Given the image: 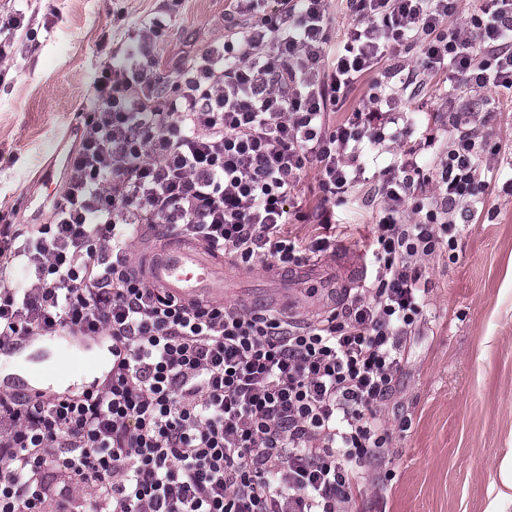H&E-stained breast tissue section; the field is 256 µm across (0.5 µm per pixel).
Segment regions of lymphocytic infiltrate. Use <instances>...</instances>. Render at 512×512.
I'll use <instances>...</instances> for the list:
<instances>
[{"instance_id":"obj_1","label":"lymphocytic infiltrate","mask_w":512,"mask_h":512,"mask_svg":"<svg viewBox=\"0 0 512 512\" xmlns=\"http://www.w3.org/2000/svg\"><path fill=\"white\" fill-rule=\"evenodd\" d=\"M345 2L352 23L335 36L327 0H234L222 45L166 67L156 46L167 17L129 25L120 67L104 64L95 83L51 222L0 230V351L60 332L112 342L94 389L0 394V512L352 506L363 467L391 442L380 408L422 317L419 261L479 201L476 107L449 97L443 156L427 135L382 168L372 279L329 314L298 324L185 304L131 252L145 227L270 269L327 251L328 238L303 248L285 230L307 218L302 180L315 173L329 224L367 151L411 137L389 91L406 53L440 81L495 90L492 107L512 100V0H481L465 31L450 23L456 0ZM347 103V122L330 126ZM17 265L25 283L6 287Z\"/></svg>"}]
</instances>
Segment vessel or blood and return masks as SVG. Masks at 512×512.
Wrapping results in <instances>:
<instances>
[{
	"label": "vessel or blood",
	"mask_w": 512,
	"mask_h": 512,
	"mask_svg": "<svg viewBox=\"0 0 512 512\" xmlns=\"http://www.w3.org/2000/svg\"><path fill=\"white\" fill-rule=\"evenodd\" d=\"M148 275L152 282L183 301L221 299L228 295L229 279L221 255L191 242H169L149 257ZM299 279L330 293L332 273L306 265L297 272Z\"/></svg>",
	"instance_id": "1"
}]
</instances>
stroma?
Segmentation results:
<instances>
[{
    "instance_id": "obj_1",
    "label": "stroma",
    "mask_w": 512,
    "mask_h": 512,
    "mask_svg": "<svg viewBox=\"0 0 512 512\" xmlns=\"http://www.w3.org/2000/svg\"><path fill=\"white\" fill-rule=\"evenodd\" d=\"M166 0H29L32 36L20 37L0 82V212L17 224H46L50 201L64 190L63 162L77 149L79 116L96 104L93 85L124 36L112 18L133 23L164 8ZM226 0H183L158 44L162 60L184 61L220 44ZM421 93L392 82L414 138L434 135L448 144L445 99L435 79ZM484 134L494 152L482 169L486 201L457 232L421 260L429 284L421 321L406 350L400 385L383 407L393 431L379 466L366 470L356 512H486L489 487L512 448V105L492 115ZM401 151L389 141L352 200L337 206L336 242L321 265L366 258L378 203L381 166ZM241 296L232 305L252 309L256 299L297 321L333 309V302L293 307L278 269L242 267ZM107 339L41 336L14 354H0V386L40 387L53 379L57 394L76 395L110 370Z\"/></svg>"
}]
</instances>
